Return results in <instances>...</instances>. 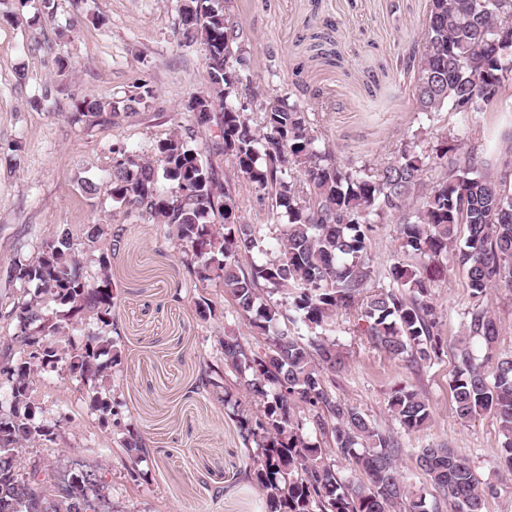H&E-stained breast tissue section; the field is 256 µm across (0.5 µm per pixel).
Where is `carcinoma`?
I'll use <instances>...</instances> for the list:
<instances>
[{"label": "carcinoma", "mask_w": 512, "mask_h": 512, "mask_svg": "<svg viewBox=\"0 0 512 512\" xmlns=\"http://www.w3.org/2000/svg\"><path fill=\"white\" fill-rule=\"evenodd\" d=\"M180 37L198 46L206 60L203 87L187 111L192 126L158 141L150 156L112 144V201L167 227L183 248L186 268L202 284L217 281L261 341L235 335L219 340L222 366L206 381L237 416L248 452L246 476L265 492L266 512H485L494 485L479 479L470 462L447 444L420 450L418 466L438 490L426 493L407 484L398 467L402 448L389 432L372 425L352 405L331 394L323 372L344 365L330 331L336 315L355 313L356 328L375 347L417 365L439 355L443 341L431 285L416 264L389 267V285L369 291V233L387 220L399 224L401 248L414 260L451 253L475 299L467 326L490 352L475 362L462 350V367L449 382L454 410L467 421L484 411L499 419L503 436L498 470L512 474V357L491 352L499 328L485 300L499 283L512 286V135L494 155L467 147L455 130L423 132L379 167L342 163L333 155L307 110L291 97L246 81L242 68L250 35L238 21L232 0H185ZM413 73L415 110L467 117L499 112L512 98V0H431L422 49L404 58ZM155 98L141 82L122 102L84 98L81 115L135 112ZM224 157L219 179L208 156ZM443 176L428 184L425 168ZM251 184L280 231L279 255L253 260L261 225L241 215L237 179ZM167 187H159V180ZM109 238L100 275L90 279L78 259L69 230L46 243L31 260L7 269L10 280L35 286L59 305L47 316L37 298L22 295L9 317L11 341L25 356L0 361V382L9 385L13 406L0 411V512H81L78 485L62 483L50 495L38 477L63 472L69 464L34 460L22 451L50 435L36 418L30 398L35 375L58 365L92 393L91 407L102 421L116 414L106 382L120 351L112 339L114 288L110 252L121 235L107 224L89 227L86 240ZM92 315L105 330L77 345L49 340L60 323ZM302 323L312 333L291 331ZM243 387L245 399L234 388ZM389 409L400 426L418 431L430 419L422 393L398 387ZM121 448L141 458V436L128 432ZM340 454L351 476L336 468ZM82 481L98 494L99 512H112L106 473L84 463Z\"/></svg>", "instance_id": "obj_1"}]
</instances>
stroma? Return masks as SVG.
<instances>
[{"instance_id": "1", "label": "stroma", "mask_w": 512, "mask_h": 512, "mask_svg": "<svg viewBox=\"0 0 512 512\" xmlns=\"http://www.w3.org/2000/svg\"><path fill=\"white\" fill-rule=\"evenodd\" d=\"M430 0H235L251 33L245 69L253 85L286 89L300 81L302 100L339 161L380 165L419 128L464 126L478 132L512 129V112H486L461 122L444 112H415L413 79L401 60L422 38ZM181 0H55L44 16L41 0H0V350L14 333L6 313L23 292L5 272L15 259L34 258L42 246L70 230L88 276L100 272L98 245H87L91 224L122 230L110 273L116 294L112 316L120 363L108 383L119 415L102 425L87 387L64 369L36 378L31 401L52 427L51 439L27 449L44 463L72 457L106 471L117 512H265L262 494L243 478L246 450L231 410L203 388L207 365L218 364V341L252 332L218 282L201 285L181 262L182 252L163 225L128 213L106 193L112 145L137 153L189 125L185 102L205 75L202 49L178 43ZM70 66L61 71L58 59ZM147 82L155 100L128 117L77 116L87 96L125 99ZM398 224L376 225L371 237V284L406 262ZM433 304L446 341L442 354L420 366L389 357L358 335L353 316L340 314L331 333L345 367L326 372L337 399L357 408L379 430L398 439L400 469L428 486L417 465L421 448L448 442L497 487L486 512H512V477L494 472L502 435L490 412L457 418L449 380L460 364L457 341L473 305L461 270L426 257ZM210 300L214 318L196 313ZM488 304L500 335L495 354L512 355V287L492 288ZM405 384L426 395L431 418L405 431L391 415V389ZM138 431L145 451L130 461L120 442Z\"/></svg>"}]
</instances>
